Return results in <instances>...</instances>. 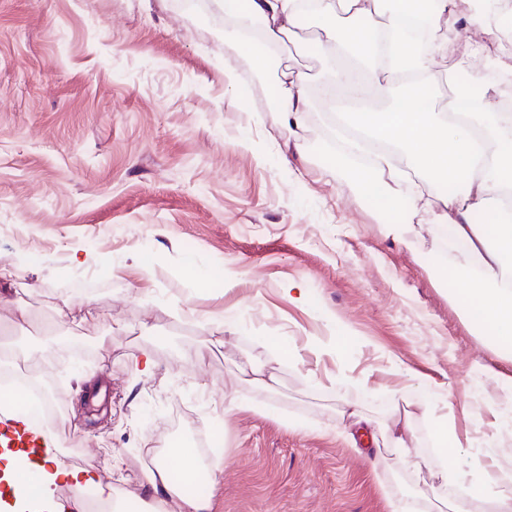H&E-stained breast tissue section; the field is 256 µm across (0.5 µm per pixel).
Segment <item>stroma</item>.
Masks as SVG:
<instances>
[{
	"label": "stroma",
	"instance_id": "obj_1",
	"mask_svg": "<svg viewBox=\"0 0 512 512\" xmlns=\"http://www.w3.org/2000/svg\"><path fill=\"white\" fill-rule=\"evenodd\" d=\"M321 37L308 23L259 69L172 0H0V346L39 358L67 462L103 482L144 495L154 453L216 431L212 512H390L479 447L512 470V350L474 332L439 275L468 252L377 209L325 148L320 112L382 111L405 86L325 104L346 60L310 51ZM434 60L511 66L512 10ZM288 68L313 103L291 135L273 98ZM252 363L275 389L249 382ZM253 396L269 414L230 406ZM349 401L379 423L412 411L427 467L376 455L375 429L348 447ZM442 406L444 453L424 415Z\"/></svg>",
	"mask_w": 512,
	"mask_h": 512
}]
</instances>
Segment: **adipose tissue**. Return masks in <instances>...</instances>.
Segmentation results:
<instances>
[{
    "label": "adipose tissue",
    "instance_id": "1",
    "mask_svg": "<svg viewBox=\"0 0 512 512\" xmlns=\"http://www.w3.org/2000/svg\"><path fill=\"white\" fill-rule=\"evenodd\" d=\"M316 18L330 42L317 45L320 53L342 47L356 63L367 62L376 53L372 37L378 25L393 33L390 71L429 73L434 59L407 38L397 17H382L380 0H317ZM300 0H224L226 10L235 12L225 37L246 45L257 67L266 66L283 36L301 29ZM349 13L352 25H336L338 12ZM473 92L464 98L463 111L454 115L436 113L428 85L413 83L409 94L397 98L381 112L354 114L335 123L332 141L342 145L337 162L351 169L363 190L373 194L388 213L410 203L414 212L430 215L433 224L448 227L454 238L465 243L479 270L450 273L451 298L464 320L477 332L488 334L492 344L512 346V284L503 275L512 268V217L490 210L491 200L512 192V113L496 112L492 99L497 87L486 83L480 71H472ZM276 99L283 127L300 123L311 104L300 75L286 73L276 86ZM430 171L434 179L456 182L466 175V186L456 194H431L422 190L407 193L405 168ZM41 442L52 467L43 471L39 485H29L25 473L33 461L26 450L8 449L0 454V477L28 512H61L52 488L68 484L89 488L112 504L113 512H124L127 493L102 483L88 468L70 467L57 457L58 440L51 428H43ZM223 470L203 462L192 445L179 448L176 463L155 460L145 475L152 497L143 512H210L211 491L217 490ZM457 486L470 488L467 497L451 500L452 512H471L473 498L492 501L495 512H512V471L490 472L483 455L474 454L451 476ZM206 484V496L190 494L194 483Z\"/></svg>",
    "mask_w": 512,
    "mask_h": 512
}]
</instances>
